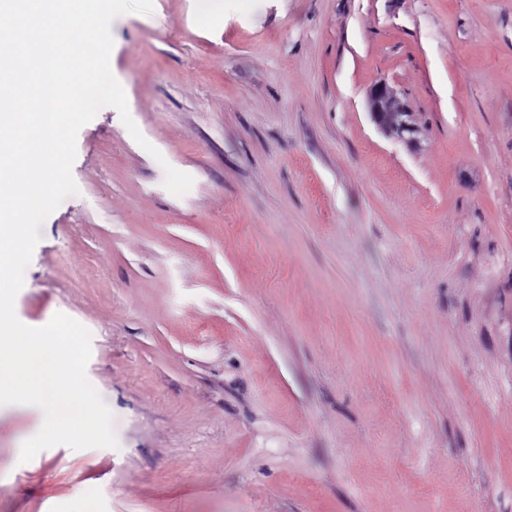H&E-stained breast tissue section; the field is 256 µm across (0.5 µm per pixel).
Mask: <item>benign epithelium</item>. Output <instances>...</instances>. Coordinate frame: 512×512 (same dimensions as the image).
<instances>
[{
  "mask_svg": "<svg viewBox=\"0 0 512 512\" xmlns=\"http://www.w3.org/2000/svg\"><path fill=\"white\" fill-rule=\"evenodd\" d=\"M367 105L377 128L408 147L419 145L422 128L417 124L414 112L387 82L381 80L370 87Z\"/></svg>",
  "mask_w": 512,
  "mask_h": 512,
  "instance_id": "obj_1",
  "label": "benign epithelium"
}]
</instances>
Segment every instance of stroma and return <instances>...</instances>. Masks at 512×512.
<instances>
[{
    "instance_id": "35a3bbf8",
    "label": "stroma",
    "mask_w": 512,
    "mask_h": 512,
    "mask_svg": "<svg viewBox=\"0 0 512 512\" xmlns=\"http://www.w3.org/2000/svg\"><path fill=\"white\" fill-rule=\"evenodd\" d=\"M223 2L111 25L146 143L79 131L15 313L89 330L118 445L0 406V512H512V0ZM367 105L377 128L408 147L419 145L422 128L417 124L414 112L387 82L381 80L370 87Z\"/></svg>"
}]
</instances>
